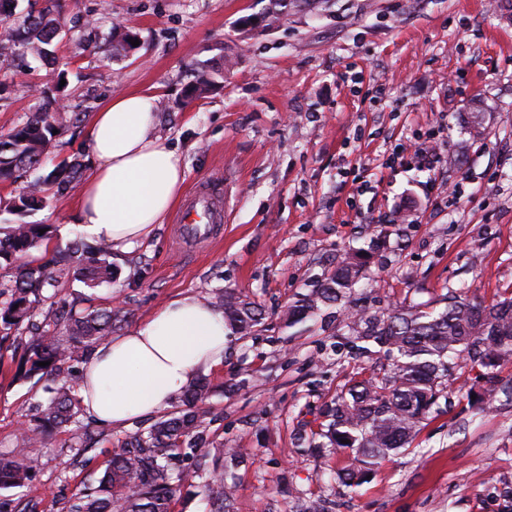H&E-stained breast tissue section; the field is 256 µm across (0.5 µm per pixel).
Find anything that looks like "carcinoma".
<instances>
[{
    "label": "carcinoma",
    "mask_w": 512,
    "mask_h": 512,
    "mask_svg": "<svg viewBox=\"0 0 512 512\" xmlns=\"http://www.w3.org/2000/svg\"><path fill=\"white\" fill-rule=\"evenodd\" d=\"M12 2L0 0V22L12 25L0 48L6 55L19 51L34 60L52 62L53 41L62 32L60 22L48 13L16 18ZM129 34L126 27L112 28L113 54H128ZM77 121L76 113L48 107L28 113L19 125L1 134L0 182L13 184L19 173L43 168L55 147L53 131ZM80 176V165L63 161L12 196L8 211L22 215L33 210L46 201L49 190ZM50 237L49 224H0V265L14 269V279L0 284V329L36 330L24 358L28 379L85 362L88 348L111 336L116 322L128 315L122 308L101 307L71 311L59 320L56 309L45 305L43 297L44 290L54 286L58 271L75 268L77 279L91 289L112 282L115 271L110 261L112 245L105 242L89 251L75 239L51 258L36 259L33 252ZM372 258V251L365 248L346 254L282 311L290 327L315 321L333 309L344 312L356 354L380 356L376 365L383 376L364 378L342 389L325 404L326 424L316 433L322 438L320 448L355 451L354 463L337 473L347 487L359 485L375 460L412 444L420 424L448 387L451 361L468 357L484 369L491 386L497 382L499 368L512 363V298L486 304L450 291L425 308L353 307L352 296L364 287L362 280L369 275ZM218 299L231 330L248 335L262 325L256 302L232 289L219 292ZM43 361L49 365H41ZM211 391L207 378L193 381L179 396L178 405L149 429L136 431L126 448L112 456L98 484L76 495L68 512H171L177 491L174 460L180 455L190 453L202 469L225 454L239 456L240 452L220 448L200 431ZM83 416L74 382L59 384L42 409L43 422L74 427L75 439L91 433V423L84 422ZM41 440L37 426L16 435L11 453L0 455V490L22 488L31 481V448ZM209 485L216 487L211 492V512H229L231 491L215 475L210 476Z\"/></svg>",
    "instance_id": "carcinoma-1"
}]
</instances>
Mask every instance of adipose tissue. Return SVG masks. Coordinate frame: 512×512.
<instances>
[{"mask_svg":"<svg viewBox=\"0 0 512 512\" xmlns=\"http://www.w3.org/2000/svg\"><path fill=\"white\" fill-rule=\"evenodd\" d=\"M156 103L137 92L111 97L87 135L91 173L80 190L78 222L89 238L126 251L162 223L185 172L177 152L154 135ZM222 308L189 294L141 326L101 342L84 363L85 414L112 427L168 408L201 371L224 359Z\"/></svg>","mask_w":512,"mask_h":512,"instance_id":"obj_1","label":"adipose tissue"}]
</instances>
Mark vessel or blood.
Instances as JSON below:
<instances>
[{"instance_id": "obj_1", "label": "vessel or blood", "mask_w": 512, "mask_h": 512, "mask_svg": "<svg viewBox=\"0 0 512 512\" xmlns=\"http://www.w3.org/2000/svg\"><path fill=\"white\" fill-rule=\"evenodd\" d=\"M224 221V187L221 181H201L182 203L176 222L184 241L200 244L212 238Z\"/></svg>"}]
</instances>
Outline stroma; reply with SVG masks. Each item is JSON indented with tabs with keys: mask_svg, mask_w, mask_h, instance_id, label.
Returning a JSON list of instances; mask_svg holds the SVG:
<instances>
[{
	"mask_svg": "<svg viewBox=\"0 0 512 512\" xmlns=\"http://www.w3.org/2000/svg\"><path fill=\"white\" fill-rule=\"evenodd\" d=\"M512 0H321L274 21L270 0H16L19 15L49 13L63 33L57 68L0 57V134L25 113L63 103L81 115L63 127L47 164L86 161V134L112 96L156 98L155 133L186 169L184 192L224 179V224L203 248L186 244L172 218L150 238L113 252L116 279L86 288L61 276L57 300L78 309L128 310L113 333L146 322L170 299L215 301L231 288L264 312L261 331L234 335L208 373L206 431L244 459L225 465L232 512H512V364L496 390L481 369L455 364L439 412L413 444L380 460L349 489L336 473L352 451L311 452L320 410L374 362L355 357L330 317L309 328L280 314L349 249L380 236L374 306L425 305L454 291L488 303L512 297ZM249 15L255 27H241ZM128 27L138 45L113 57L109 32ZM215 88L188 100L189 85ZM484 108L482 136L470 107ZM435 150L431 167L415 144ZM81 186L51 194L26 214L50 224L51 246L82 234ZM28 330L0 339V454L35 416L56 382L22 378ZM129 428H97L80 456L70 434L46 433L36 472L8 496L36 512H67L97 482ZM173 512H208L205 480L184 460Z\"/></svg>",
	"mask_w": 512,
	"mask_h": 512,
	"instance_id": "35a3bbf8",
	"label": "stroma"
}]
</instances>
